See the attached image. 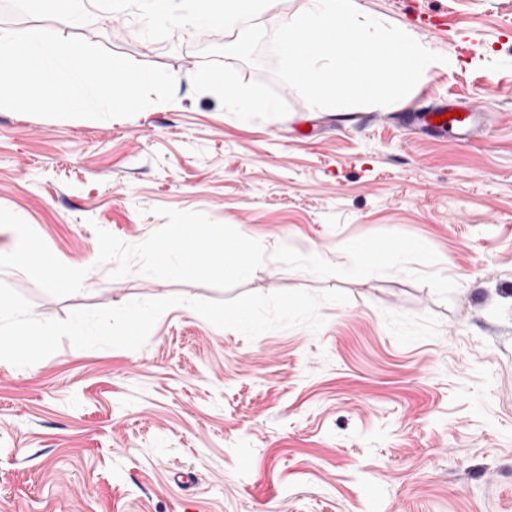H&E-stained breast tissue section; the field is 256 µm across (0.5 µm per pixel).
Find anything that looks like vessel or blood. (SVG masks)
Masks as SVG:
<instances>
[{
	"instance_id": "1",
	"label": "vessel or blood",
	"mask_w": 512,
	"mask_h": 512,
	"mask_svg": "<svg viewBox=\"0 0 512 512\" xmlns=\"http://www.w3.org/2000/svg\"><path fill=\"white\" fill-rule=\"evenodd\" d=\"M484 109L468 101L444 100L408 116V126L419 134L445 132L460 141H471L486 128Z\"/></svg>"
}]
</instances>
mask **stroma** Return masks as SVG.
<instances>
[{
  "label": "stroma",
  "instance_id": "1",
  "mask_svg": "<svg viewBox=\"0 0 512 512\" xmlns=\"http://www.w3.org/2000/svg\"><path fill=\"white\" fill-rule=\"evenodd\" d=\"M443 55L392 107L314 110L291 88L279 119L243 121L181 82L170 103L108 120L0 109V207L64 264L58 298L0 272L40 319L78 308L238 291H344L319 331L254 340L189 307L137 351L78 349L0 361V512H506L512 493V0H359ZM74 28L14 13L0 29L80 37L137 63L195 72L236 31L139 37L134 12ZM489 114L469 143L412 137L421 97ZM199 211L260 241L346 264L344 244L414 236L457 282L451 302L401 273L321 278L267 261L240 290L94 266L97 230L137 244L157 208Z\"/></svg>",
  "mask_w": 512,
  "mask_h": 512
}]
</instances>
